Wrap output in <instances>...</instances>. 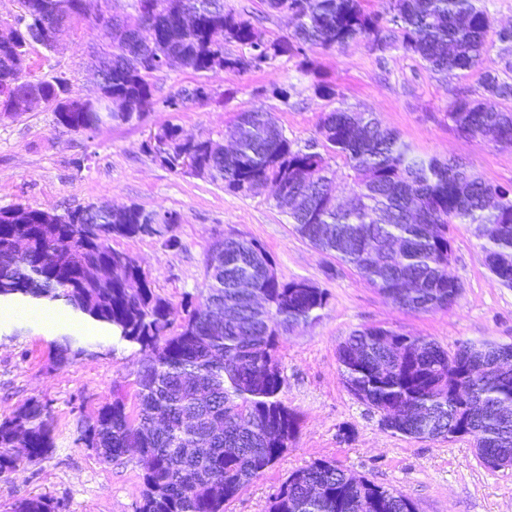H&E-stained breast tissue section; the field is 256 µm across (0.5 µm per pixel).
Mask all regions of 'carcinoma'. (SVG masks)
Segmentation results:
<instances>
[{
    "label": "carcinoma",
    "instance_id": "obj_1",
    "mask_svg": "<svg viewBox=\"0 0 512 512\" xmlns=\"http://www.w3.org/2000/svg\"><path fill=\"white\" fill-rule=\"evenodd\" d=\"M111 0H64L66 30L87 21L100 25L108 42L96 50L90 68L98 88L119 105L104 111L67 87L57 76L31 79L19 63L33 49H50L44 35L59 0H20L21 14L0 34V108L15 113L50 111L56 127L74 135L95 132L111 121L129 124L146 116L154 102L150 79L178 65L195 72L261 69L278 54H303L309 47L342 48L365 41L377 49L400 47L418 55L433 75L476 71L484 94L512 100V82L482 67L495 44L512 48V28L493 30L481 0H389L368 12L362 0H267L288 14L292 33L258 39L252 22L224 11V0H131L133 13L118 19L101 9ZM153 10V23L139 15ZM496 40H491L490 32ZM243 52L224 53V41ZM448 119L464 136L498 146L512 142V110H494L461 97ZM161 138L185 149L192 173L224 183V191L245 196L268 184L286 187L302 199L286 212L293 230L315 248L354 269L378 293L402 309H448L460 285L448 276L453 224H498L502 232L482 240L490 273L512 288V186L487 183L456 160L424 159L397 133L369 113L338 107L325 113L321 139L301 145L268 112L237 114L231 152L218 153L209 140L160 127ZM340 158L355 186L346 206L328 196L336 178L331 161ZM173 210L138 205L101 210L88 205L53 214L29 206L0 208V298L63 302L77 314L112 330L118 342L139 347V411L122 400L103 406L84 440L105 461L135 450L145 463V492L138 512H224V506L261 476L295 439L298 420L280 399L285 377L278 338L317 318L325 293L305 282L267 277L266 250L246 238H229L224 262L208 275L204 301L185 306L175 324L170 303L149 285L133 260L118 265L123 251L114 238L152 235L158 222L171 228ZM113 264L119 274L100 282L96 269ZM134 280L137 288L126 287ZM224 305V322L206 316L209 304ZM402 339L403 361L388 377L374 373L388 356L383 335ZM83 354L68 338L55 344L58 366ZM512 359V344L462 343L448 351L424 336L369 326L353 331L337 347L348 392L369 408L393 416V431L419 438L414 414L436 421L431 439L459 432L471 437L481 461L496 469L512 466V421L498 415L512 407V375L467 374L469 364L494 357ZM54 447V428L44 405L31 401L0 421V477L21 460L44 458ZM13 512H52L38 496ZM269 512H417L399 492L320 460L294 471L273 495Z\"/></svg>",
    "mask_w": 512,
    "mask_h": 512
}]
</instances>
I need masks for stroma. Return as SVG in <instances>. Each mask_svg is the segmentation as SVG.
I'll return each mask as SVG.
<instances>
[{"label":"stroma","instance_id":"stroma-1","mask_svg":"<svg viewBox=\"0 0 512 512\" xmlns=\"http://www.w3.org/2000/svg\"><path fill=\"white\" fill-rule=\"evenodd\" d=\"M224 8L249 18L262 39L290 31L287 17L265 0H224ZM101 41L99 29L84 26L79 34L64 35L58 50L35 49L25 70L36 78L65 73L82 95H94L86 62ZM320 82L331 84L335 97L321 96ZM151 83L159 104L144 123L107 124L90 138L63 132L49 112L0 118V208L21 204L61 213L88 204H135L177 211L178 247H167L162 235L120 238L113 246L137 260L151 288L178 316L185 300L205 295L207 250L225 237L258 241L280 281H304L325 292L327 303L317 318L295 326L279 343L281 399L298 418L297 436L271 468L226 504V512H268L289 475L318 460L401 492L418 512H512V467L485 466L465 437L421 441L384 429L379 415L345 388L336 356L338 345L366 326L426 336L450 350L466 341L512 344V288L490 274L472 226L453 230L448 273L461 286L456 305L411 312L295 234L274 208L271 190L250 197L225 192L222 183L161 166L146 148L151 131L168 123L186 135L224 143L236 113L249 109L271 113L290 139L303 143L316 137L323 113L344 105L375 113L422 158L459 159L486 181L507 185L512 148L461 136L448 119L456 98L480 96L477 73L437 77L415 54L361 43L343 50L315 48L303 58L280 55L246 73L174 67L156 73ZM199 83L214 89L209 102L179 112L161 106L173 90ZM286 86L293 92L285 102L276 91ZM26 308L23 318L0 312V420L39 400L53 419L55 446L45 458L21 463L0 478V512H13L16 503L33 496L45 497L55 512H137L144 491L137 454L109 463L81 436L114 398L136 411L141 353L85 325L79 315L50 330L40 317L41 305L30 302ZM63 335L77 339L86 352L59 368L51 345Z\"/></svg>","mask_w":512,"mask_h":512}]
</instances>
